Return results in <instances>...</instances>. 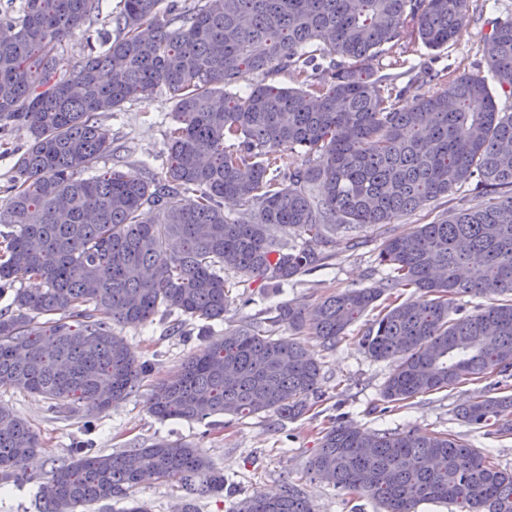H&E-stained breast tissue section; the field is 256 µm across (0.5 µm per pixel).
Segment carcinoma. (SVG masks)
<instances>
[{"label": "carcinoma", "instance_id": "cac0c4a2", "mask_svg": "<svg viewBox=\"0 0 512 512\" xmlns=\"http://www.w3.org/2000/svg\"><path fill=\"white\" fill-rule=\"evenodd\" d=\"M100 0H22L0 33V133L23 127L28 145L0 206V386L102 413L150 371L115 327H137L163 308L172 332L224 321L236 283L267 290L324 265L338 229L393 224L468 185L479 202L385 240V276L307 308L291 301L254 317L189 356L155 384L158 419L273 413L297 418L317 393L320 364L298 340L333 346L368 310L377 314L360 345L394 364L382 394L403 403L474 377L512 371V15L481 35L485 70L441 74L411 66L441 88L400 105V74L375 62L408 63L423 45L439 49L471 33V0H120L107 48L57 67L65 42L99 16ZM282 68L296 87L271 81ZM262 76L241 93L231 86ZM166 91L174 104L167 162L140 174L117 160L102 117ZM301 156L286 175L281 152ZM97 171L87 178L84 172ZM254 208L251 221L224 213V200ZM304 237L280 243L274 229ZM39 281L29 291L16 284ZM411 291L404 297L405 291ZM489 300L462 314L461 299ZM282 327L288 335H275ZM472 425L512 435V395L459 406ZM308 472L333 488L367 495L382 512L421 503L461 512H512V470L444 433L371 432L334 423ZM41 449L25 418L0 405V484L26 479ZM157 482L192 493L224 492V473L202 449L158 439L103 454L82 444L52 470L41 512H77L128 498ZM234 512H314L296 484L257 494Z\"/></svg>", "mask_w": 512, "mask_h": 512}]
</instances>
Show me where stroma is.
<instances>
[{
  "mask_svg": "<svg viewBox=\"0 0 512 512\" xmlns=\"http://www.w3.org/2000/svg\"><path fill=\"white\" fill-rule=\"evenodd\" d=\"M480 14L471 34L437 50L417 47L410 57L416 66L436 71L450 68L475 72L484 69L480 36L489 32V22L512 14V0H473ZM172 104L164 91L127 102L105 124L112 132V144L123 151L130 171L147 161L161 168L166 159L165 131L171 121ZM469 188L449 196L446 206H433L400 217L392 224H366L352 233H338L327 264L297 276L280 291L261 294L258 285L237 288L234 302L224 316V324L235 327L259 310H273L290 300L307 305L321 297L347 288L372 286L381 276L378 253L386 238L412 230L416 225L438 219L445 208L474 205ZM354 247H346V236ZM169 317L158 312L151 322L121 328L139 360L150 363L151 372L123 402L104 413L87 416L85 410L61 415L49 400L8 386H0V404L26 418L39 433L42 452L28 465L30 478L23 484L0 486V512H40L38 489L51 476L53 462L68 459L78 443L92 444L97 451L126 452L152 444L155 439L182 440L196 445L224 474V492L196 497V512H233L237 502L259 493H278L284 485L303 487L315 512H379L376 503L311 480L308 460L319 444V430L334 421L353 423L368 431L416 430L423 434L445 432L469 443L480 453L492 455L500 467L512 469V435L498 434L495 427H478L461 420L456 407L479 394L512 395V377L502 383L493 378L469 381L454 388L420 395L400 410L385 411L382 388L391 371L390 363L370 358L360 347L358 335L366 328L359 319L335 348H323L313 336L303 337L306 348L321 363L317 398L309 410L295 419L262 414L243 419L216 415L203 422L157 420L148 410L154 383L171 377L188 356L208 345L197 335L196 325H188L187 335L172 333Z\"/></svg>",
  "mask_w": 512,
  "mask_h": 512,
  "instance_id": "1",
  "label": "stroma"
}]
</instances>
